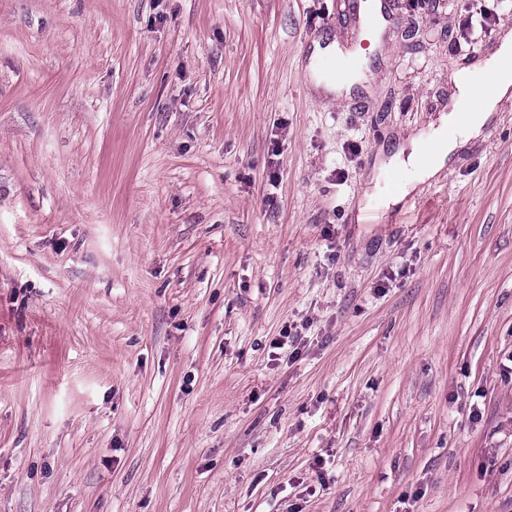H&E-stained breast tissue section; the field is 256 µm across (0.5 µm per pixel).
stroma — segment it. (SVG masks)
<instances>
[{"label":"stroma","instance_id":"1","mask_svg":"<svg viewBox=\"0 0 512 512\" xmlns=\"http://www.w3.org/2000/svg\"><path fill=\"white\" fill-rule=\"evenodd\" d=\"M0 0V512H512V103L394 207L512 0ZM339 53L341 52L337 49L336 43H327L322 46L319 42H315L310 63L306 67L307 77L315 90L331 99L349 97L354 85L357 83L358 75L345 67L348 61L339 67L338 78L328 77L318 70L317 62L321 57L338 56Z\"/></svg>","mask_w":512,"mask_h":512}]
</instances>
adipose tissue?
<instances>
[{"label":"adipose tissue","instance_id":"adipose-tissue-1","mask_svg":"<svg viewBox=\"0 0 512 512\" xmlns=\"http://www.w3.org/2000/svg\"><path fill=\"white\" fill-rule=\"evenodd\" d=\"M338 49L335 44L315 45L312 63L306 68V74L315 90L331 99L349 96L357 82V76L347 68H340L337 77L323 75L317 68L316 61L324 56H335ZM512 60V37H505L496 53L488 59L477 63L458 80V95L471 100L468 112H453L439 119V126L429 138L410 137L408 142L399 145L397 151L389 158L387 167L393 172L406 168L416 169L420 180H428L443 170L450 157L462 146L463 140L479 137L501 103L512 100V71L505 70L506 62ZM494 76L495 82L489 92H482L481 87L487 76ZM461 127L463 140L449 138L448 130Z\"/></svg>","mask_w":512,"mask_h":512}]
</instances>
